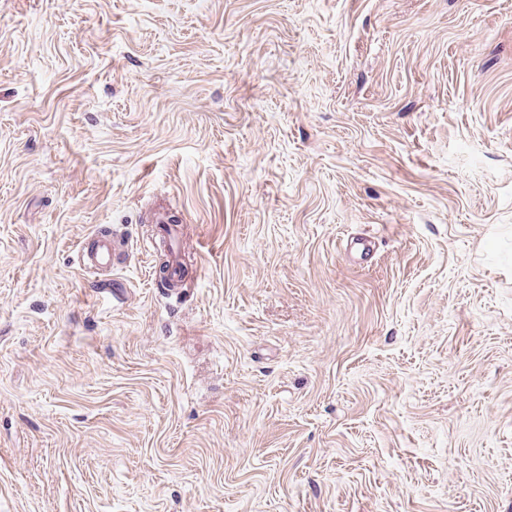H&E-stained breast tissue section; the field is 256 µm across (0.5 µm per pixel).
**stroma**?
<instances>
[{"label": "stroma", "mask_w": 512, "mask_h": 512, "mask_svg": "<svg viewBox=\"0 0 512 512\" xmlns=\"http://www.w3.org/2000/svg\"><path fill=\"white\" fill-rule=\"evenodd\" d=\"M0 512H512V0H0ZM91 237V246L79 251L77 261L88 275L97 277L98 274L112 271L116 265V252L123 244L114 236Z\"/></svg>", "instance_id": "obj_1"}]
</instances>
